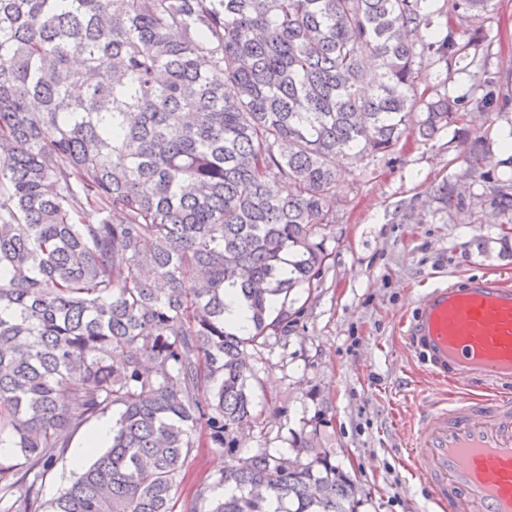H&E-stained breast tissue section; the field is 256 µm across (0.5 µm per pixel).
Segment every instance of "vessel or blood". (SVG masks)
Returning a JSON list of instances; mask_svg holds the SVG:
<instances>
[{
	"mask_svg": "<svg viewBox=\"0 0 512 512\" xmlns=\"http://www.w3.org/2000/svg\"><path fill=\"white\" fill-rule=\"evenodd\" d=\"M406 339L436 380L409 442L439 512H512V284L481 278L423 294Z\"/></svg>",
	"mask_w": 512,
	"mask_h": 512,
	"instance_id": "obj_1",
	"label": "vessel or blood"
}]
</instances>
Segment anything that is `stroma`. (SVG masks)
I'll list each match as a JSON object with an SVG mask.
<instances>
[{"instance_id": "stroma-1", "label": "stroma", "mask_w": 512, "mask_h": 512, "mask_svg": "<svg viewBox=\"0 0 512 512\" xmlns=\"http://www.w3.org/2000/svg\"><path fill=\"white\" fill-rule=\"evenodd\" d=\"M479 34L496 108L472 105L478 78L456 74L446 90L463 101L457 122L429 140L408 130L394 154L342 171L320 284L288 336L252 356L270 447L325 410L319 443L353 480L358 512H433L406 451L415 419L446 392L406 340L419 296L469 278L512 282V207L497 196L512 157V0H492ZM475 147L485 156L477 170ZM82 444L75 436L51 467L43 500L69 485L77 460L91 462Z\"/></svg>"}]
</instances>
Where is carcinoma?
<instances>
[{
  "label": "carcinoma",
  "instance_id": "carcinoma-1",
  "mask_svg": "<svg viewBox=\"0 0 512 512\" xmlns=\"http://www.w3.org/2000/svg\"><path fill=\"white\" fill-rule=\"evenodd\" d=\"M491 0H0V462L12 512H356L318 447L260 440L249 351L285 337L327 258L339 161L431 139L460 99L422 71L475 67ZM440 39L417 40L441 13ZM100 214L83 224L86 208ZM252 329L224 320L225 294ZM112 415L59 496L42 483ZM230 457L176 497L193 449ZM23 486L24 493L14 496ZM226 486L234 494L216 490ZM102 423L112 424V411L104 417L92 422L89 427L83 429L73 438L72 444L70 448H68L65 457L62 460L57 461L51 467L50 471L47 473L45 481H43V501H48L57 497L64 488L69 485L70 481L73 479L75 474L79 472L83 465L90 463L98 453H101L106 449L108 445L103 448H97L99 445L107 442L111 436L110 426ZM100 424L102 425L97 427ZM86 434L87 436L85 437ZM84 437L85 440L83 443ZM82 447L87 450H92L93 448L96 449L87 455H84ZM80 457H83V463L80 467H76L75 463Z\"/></svg>",
  "mask_w": 512,
  "mask_h": 512
}]
</instances>
